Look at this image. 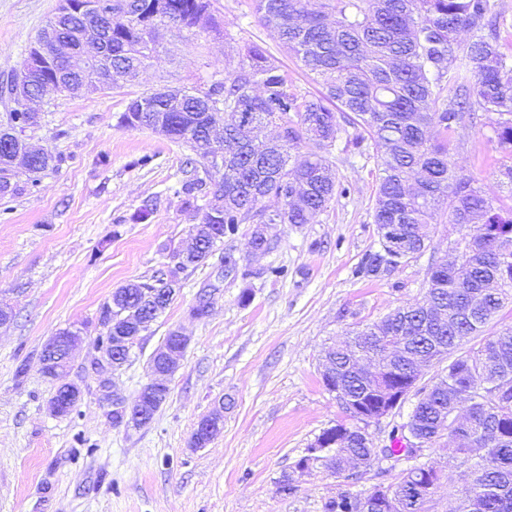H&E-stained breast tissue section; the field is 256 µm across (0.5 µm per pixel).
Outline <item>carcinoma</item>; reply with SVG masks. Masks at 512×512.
I'll return each instance as SVG.
<instances>
[{"mask_svg": "<svg viewBox=\"0 0 512 512\" xmlns=\"http://www.w3.org/2000/svg\"><path fill=\"white\" fill-rule=\"evenodd\" d=\"M320 5L321 10L312 12L304 0H255L262 24L322 85L321 98L301 100L289 92L281 69L258 48L236 75L207 89L161 87L140 97L147 105L145 117L151 119L146 128H162V135L192 151L187 164L193 178L182 182L177 193L203 214L192 225L197 245L172 252L174 269L116 289L101 307L100 325L106 336L149 331L145 321H156L181 288L177 273L204 264L241 224L310 223L336 196V174L326 153L341 123L358 128L372 142L377 158L373 223L399 227L396 243L367 254L365 273L383 274L388 254L416 258L427 247L430 226L443 209L452 223L478 237L480 250L462 283L446 269L430 270L426 300L448 309L446 321L432 322L424 306L414 303L352 331L346 341L325 350L340 370L324 386L342 387L350 400L366 408L387 388L413 386L417 403L408 417L418 439L431 448L441 418L450 413L451 393L466 387L472 372L481 369L510 383L500 400H459L455 406L481 438L494 444L489 459L476 463L482 471L483 512H512V337L486 336L478 346L458 352L463 341L481 335L492 317L512 303V250L501 251L503 239L512 238V212L502 214L479 190L456 177L448 139L454 126L484 112L496 115L498 142L512 151V56L497 43L503 16L490 0H320ZM208 7V0H164L167 19L158 25L173 20L184 29L193 27ZM153 8L154 0H112V28L99 39L83 41L72 31L85 28L87 14L64 19L54 14L37 39L58 26L76 53L93 59L105 49L112 53L119 78L132 81L141 70L140 61L157 51L156 28L138 20ZM462 30L473 32L474 40L461 44L457 34ZM444 80L446 99L441 96ZM37 81H60L75 96L82 94L84 78L61 64L42 72ZM6 104L7 124L20 118L30 129L39 126L36 113L17 111L10 97ZM220 120L224 143L218 168L210 162L215 148L205 130ZM269 126L280 129L279 139H265L263 131ZM303 143L309 147L307 160L290 164V151ZM54 162L51 155L36 154L19 171L1 154L0 195L21 193ZM200 200L204 205H198ZM491 280L496 283L492 293L470 316L459 318L455 309L467 291L482 290ZM439 346L450 359L448 373L429 385L416 384L413 363L431 358ZM357 356L380 365L384 373L362 377ZM168 394L164 379L140 390L144 423L152 421ZM399 428L397 424L389 432L388 452L414 464L389 486L403 495L405 512H423L409 491L429 482L430 471L407 448L393 446ZM326 433L338 438L334 426ZM338 439L330 460L313 468L339 477L346 457L372 455V446L350 435ZM360 496L341 488L325 502L324 512H359Z\"/></svg>", "mask_w": 512, "mask_h": 512, "instance_id": "1", "label": "carcinoma"}]
</instances>
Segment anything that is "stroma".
<instances>
[{
	"label": "stroma",
	"mask_w": 512,
	"mask_h": 512,
	"mask_svg": "<svg viewBox=\"0 0 512 512\" xmlns=\"http://www.w3.org/2000/svg\"><path fill=\"white\" fill-rule=\"evenodd\" d=\"M59 0H0V82L19 70ZM260 48L280 66L298 97L317 98L312 75L264 28L253 0H210L204 18L162 41L135 81L112 91L62 95L43 105L32 143L61 156L24 194L0 198V512H323L337 489L371 490L393 481L407 463L380 459L359 480L321 472L298 477L294 495L278 492L306 448L348 416L322 383L323 351L349 330L395 308L423 301L429 269L454 253L464 232L439 215L429 247L389 274H365L379 247L372 214L377 162L371 142L356 143L343 126L330 160L340 188L311 223L276 226L265 252L250 247L252 225H240L232 247L246 278L220 276L218 258L180 272L181 289L141 336L111 390L134 403L150 379L147 362L171 329L191 341L153 421L113 424L91 370L99 310L113 291L166 269L198 214L175 190L187 177L189 151L146 128L120 124L127 103L163 85L209 87L232 76ZM457 175L512 210V153L488 116L457 127ZM151 163L134 164L142 155ZM153 201L148 219L137 213ZM207 317L191 316L203 291ZM248 301H240L242 291ZM84 339L60 380L46 377L40 354L60 330ZM74 383L82 398L65 417L49 400ZM224 409L221 432L206 447L190 445L198 420ZM448 439L425 449L443 472L429 512H450L463 467L448 458Z\"/></svg>",
	"instance_id": "35a3bbf8"
}]
</instances>
